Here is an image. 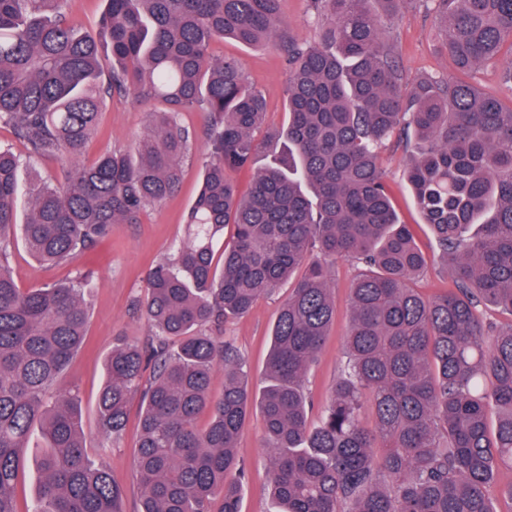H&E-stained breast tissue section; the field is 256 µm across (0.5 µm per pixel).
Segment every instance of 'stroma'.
I'll return each instance as SVG.
<instances>
[{"label":"stroma","mask_w":512,"mask_h":512,"mask_svg":"<svg viewBox=\"0 0 512 512\" xmlns=\"http://www.w3.org/2000/svg\"><path fill=\"white\" fill-rule=\"evenodd\" d=\"M390 32L402 55L407 84H415L426 76L455 77L451 61L441 49V20L434 0H405L390 25ZM210 54L217 59L232 57L242 63L250 82L266 98L267 127L275 128L285 122L287 73L281 55L274 48L247 47L227 40L212 44ZM147 125L148 115L144 106L118 95L104 99L100 108L99 132L88 141L82 162H91L106 150L129 148L146 132ZM195 151L196 158L183 165L181 184L174 195L148 207L139 223L119 224L113 228L112 247L101 263L90 266L80 256L66 265L42 266L29 256L23 244H16L12 252V272L24 288L64 281L85 268L91 271L87 343L74 355L55 389L79 392L84 445L91 456L106 466L113 482L123 490L124 512H139L141 507L135 481L137 423L134 419L141 401L133 399L130 404L132 421L115 446L106 452L101 449L103 437L96 403L106 377L105 360L113 338L123 336L130 342L141 344L149 334L145 318L131 311L134 300L144 294L148 268L167 257L172 246L188 240L186 215L198 189V156L204 151L203 142H196ZM406 159L405 146L393 143L384 150L381 165L401 220L410 224L417 245L431 259L429 267L416 282L421 294L431 297L451 289L452 281L446 268L436 260L431 232L423 224L406 188ZM355 274L356 269L350 263H337L332 283L336 321L307 375L308 386L318 403L324 400L339 376L351 317L348 288ZM287 295V288H280L275 294L260 300L248 315L226 325L229 338L247 361L254 388H261L264 384L271 333ZM237 456L249 477L242 512H274L267 487L264 421L260 412H252L238 442Z\"/></svg>","instance_id":"35a3bbf8"}]
</instances>
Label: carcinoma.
I'll return each instance as SVG.
<instances>
[{
    "mask_svg": "<svg viewBox=\"0 0 512 512\" xmlns=\"http://www.w3.org/2000/svg\"><path fill=\"white\" fill-rule=\"evenodd\" d=\"M63 2L0 0V126L25 149L0 147V512H123V491L84 446L79 394L51 396L87 339L90 276L22 288L10 260L19 240L61 265L139 223L179 186L197 138L180 116L195 110L205 152L191 240L151 267L134 307L147 343L112 341L97 400L107 449L141 398V512H241L236 448L256 403L278 512H499L490 489L512 469V322L483 310L512 316V107L457 78L407 87L370 0H311L313 43L288 31L280 0H106L96 32ZM435 2L456 69L492 67L512 87V0ZM224 39L273 47L288 68V122L269 133L270 160L245 196L235 175L254 167L266 100L238 60L209 54ZM114 93L156 107L147 132L61 183L33 169L22 193L20 168L80 155ZM409 133L405 179L454 284L434 299L412 288L428 259L381 169L382 150ZM338 259L358 274L345 359L315 415L307 373L336 318ZM284 285L256 395L224 324ZM36 438L39 484L22 511ZM35 452H30L26 458L23 470L21 471L18 483V499L22 510L34 497V485L36 477Z\"/></svg>",
    "mask_w": 512,
    "mask_h": 512,
    "instance_id": "cac0c4a2",
    "label": "carcinoma"
}]
</instances>
